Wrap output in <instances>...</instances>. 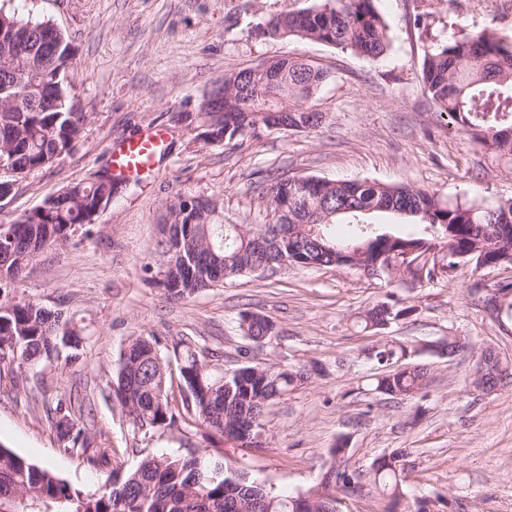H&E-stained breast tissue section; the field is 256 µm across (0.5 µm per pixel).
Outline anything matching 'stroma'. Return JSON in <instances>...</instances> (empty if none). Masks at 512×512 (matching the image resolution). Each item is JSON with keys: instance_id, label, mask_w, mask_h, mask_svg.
I'll list each match as a JSON object with an SVG mask.
<instances>
[{"instance_id": "35a3bbf8", "label": "stroma", "mask_w": 512, "mask_h": 512, "mask_svg": "<svg viewBox=\"0 0 512 512\" xmlns=\"http://www.w3.org/2000/svg\"><path fill=\"white\" fill-rule=\"evenodd\" d=\"M310 0H0L20 19L48 20L76 49L71 92L88 114L82 141L52 166L18 179L0 200V224L39 207L63 187L111 167L112 150L132 136L164 131L167 147L153 171L129 178L99 214L91 237L45 249L18 287L83 328L82 364L58 359L26 372L0 367V445L36 464L50 465L75 487L94 491L112 471L134 468L162 452L223 457L277 492L296 493L319 482L331 448L347 445L353 467L369 470L394 448L409 451L404 496L441 494L435 512H512V384L485 394L474 387L477 348L494 347L512 361V335L471 294L504 271L463 262L439 283L387 282L336 267L288 268L248 274L184 300L168 299L148 283L144 263L161 264L160 224L177 197L212 198L226 224L265 217L261 189L273 176L316 175L370 180L470 198L491 205L512 198V173L471 174L482 162L464 134L437 112L422 91L419 63L448 39L485 28L512 41V0H375L390 37L372 59L309 41L268 40L255 26ZM422 24H415L418 13ZM285 56L329 72L318 95L324 114L312 131H275L261 139L211 144L193 118L225 74ZM394 290L416 308L388 334L364 331L353 320ZM271 320L270 343L249 345L243 313ZM462 336L448 358L420 350L425 341ZM161 343L190 339L197 351L218 355L232 372L243 362L317 363L295 391L271 405L260 449L235 448L219 432L196 424L134 432L110 393L129 337ZM394 338L418 347L428 396L388 399L373 390L378 371L369 350ZM86 390L91 437H105L111 459L95 465L60 452L43 411L47 402Z\"/></svg>"}]
</instances>
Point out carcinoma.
I'll use <instances>...</instances> for the list:
<instances>
[{
    "label": "carcinoma",
    "mask_w": 512,
    "mask_h": 512,
    "mask_svg": "<svg viewBox=\"0 0 512 512\" xmlns=\"http://www.w3.org/2000/svg\"><path fill=\"white\" fill-rule=\"evenodd\" d=\"M44 31L48 21H20L4 14L0 27V185L52 165L81 141L87 121L71 96L67 54L69 40L58 33L60 49L33 43L30 53L18 56L10 43V27ZM265 37L306 40L343 51L378 58L389 48L388 26L374 0H313L300 11L286 10L257 25ZM329 75L301 60L282 57L256 75L251 90L237 99L238 106L225 114L202 107L196 113L201 125H211L226 140L259 139L273 126L274 115L288 120L292 132L311 131L322 120L311 112ZM421 80L429 99L467 135L469 143L491 158L496 168L512 173V44L491 29L448 40L425 53ZM58 86L55 100L46 102L43 86ZM267 198L261 224H224L218 203L195 210V199L178 197L167 206L162 226L163 253H174L175 266L164 269L148 262L146 280L170 298H189L224 281L243 275L251 256L252 238L262 234L268 242L263 260L274 268H348L357 256L363 266H383L386 254L409 252L422 264L412 275L419 283H432L437 270L451 272L462 262L494 266L512 260V238L495 234V225L512 224V198L494 205L473 201L444 203L435 192L413 186L384 185L368 180H333L318 176L273 178L262 188ZM112 194V172L99 182L70 185L45 198L34 214H21L0 224V363L31 370L68 351L66 364L80 360V330L62 320L59 312L34 297H21L15 284L28 264L50 246L66 245L88 237L94 224L89 211ZM393 213L432 231L398 233L385 224L352 222L361 215ZM346 221L347 232L330 233ZM445 244L444 264L436 263L437 245ZM477 300L494 298L496 318L512 321V280L478 287ZM416 312L395 292L386 293L360 313L355 325L364 330H385ZM240 329L254 345L267 344L275 335L267 318L246 313ZM181 359L178 383H173L154 336H134L122 350L113 396L129 423L147 434L178 422L200 423L245 446L263 444L260 426L267 407L295 390L310 377L305 365H287L257 371L246 363L231 374H222L199 358L189 343H172ZM380 365L373 390L389 399H424L427 368L410 360L399 341L390 340L374 350ZM509 362L498 361L486 384L496 391L511 377ZM178 388L179 399L172 388ZM59 450L87 456L95 463L112 456V448L92 443L79 425L72 405L57 402L52 417ZM341 445L331 449L339 464L334 483L325 480L305 492L282 495L256 480L228 469L219 460L199 455L152 454L143 457L125 474L100 492H86L60 478L51 467L37 465L0 445V512H253L262 503L265 512H332L336 487L360 488V470L345 458ZM405 448H394L374 460L368 481L377 495L397 504L406 481ZM220 471L214 481H200L198 474Z\"/></svg>",
    "instance_id": "obj_1"
}]
</instances>
